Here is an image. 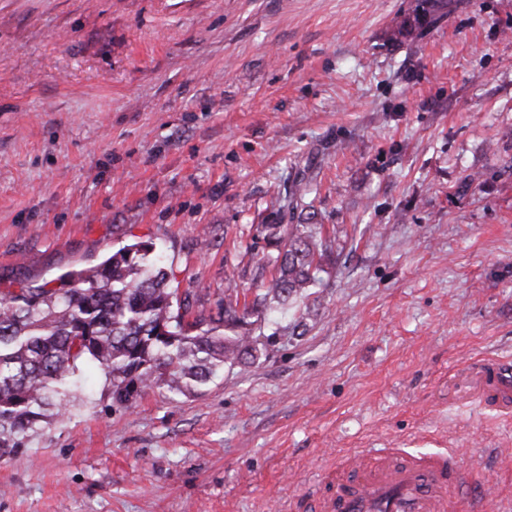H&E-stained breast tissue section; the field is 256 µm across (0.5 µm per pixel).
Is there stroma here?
<instances>
[{
    "label": "stroma",
    "mask_w": 512,
    "mask_h": 512,
    "mask_svg": "<svg viewBox=\"0 0 512 512\" xmlns=\"http://www.w3.org/2000/svg\"><path fill=\"white\" fill-rule=\"evenodd\" d=\"M301 174V223L345 239L329 287L200 395L94 379L0 457V512H283L403 443L512 512L475 368L512 357V0H0L1 285L152 241L214 312Z\"/></svg>",
    "instance_id": "obj_1"
}]
</instances>
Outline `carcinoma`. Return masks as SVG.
<instances>
[{"mask_svg":"<svg viewBox=\"0 0 512 512\" xmlns=\"http://www.w3.org/2000/svg\"><path fill=\"white\" fill-rule=\"evenodd\" d=\"M309 183L288 193L290 213L311 207ZM243 275L214 316L190 317L176 274L153 243L124 245L99 264L49 283L0 289V456L64 416L88 374L104 375L112 403L133 408L146 390L191 395L253 351L251 318L309 296L341 250L322 224H253ZM274 252L258 257L259 248Z\"/></svg>","mask_w":512,"mask_h":512,"instance_id":"cac0c4a2","label":"carcinoma"}]
</instances>
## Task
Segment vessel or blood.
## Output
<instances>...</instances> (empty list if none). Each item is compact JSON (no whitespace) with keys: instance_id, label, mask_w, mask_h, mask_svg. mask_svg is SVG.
<instances>
[{"instance_id":"b4317fda","label":"vessel or blood","mask_w":512,"mask_h":512,"mask_svg":"<svg viewBox=\"0 0 512 512\" xmlns=\"http://www.w3.org/2000/svg\"><path fill=\"white\" fill-rule=\"evenodd\" d=\"M495 391L512 393V374L496 359L481 364ZM458 458L401 448H364L341 456L315 491L316 512H456L468 483Z\"/></svg>"}]
</instances>
